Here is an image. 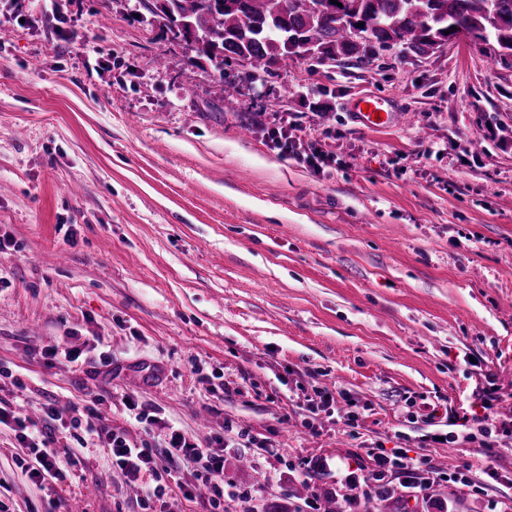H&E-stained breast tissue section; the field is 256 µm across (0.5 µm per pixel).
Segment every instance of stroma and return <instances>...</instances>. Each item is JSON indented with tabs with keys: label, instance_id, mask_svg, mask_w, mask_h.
<instances>
[{
	"label": "stroma",
	"instance_id": "35a3bbf8",
	"mask_svg": "<svg viewBox=\"0 0 512 512\" xmlns=\"http://www.w3.org/2000/svg\"><path fill=\"white\" fill-rule=\"evenodd\" d=\"M362 94L394 122L360 126ZM283 121L332 163L271 149ZM509 129L512 61L467 38L219 69L141 0H0V399L157 443L132 395L222 437L224 512H512L511 437L425 442L490 382L512 418ZM72 336L80 366L49 365ZM379 446L421 462L381 502ZM25 454L0 430L15 512H141L104 449L45 489ZM363 104L367 105V113H363ZM350 111L355 114L356 120L367 128L391 124L397 112L389 100L375 95L354 98L350 103ZM379 112H383V117H380Z\"/></svg>",
	"mask_w": 512,
	"mask_h": 512
}]
</instances>
